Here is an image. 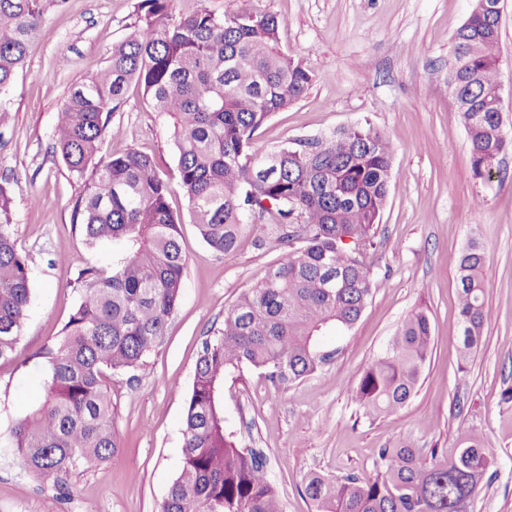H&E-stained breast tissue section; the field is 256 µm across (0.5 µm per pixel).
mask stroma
I'll return each mask as SVG.
<instances>
[{
  "instance_id": "35a3bbf8",
  "label": "stroma",
  "mask_w": 512,
  "mask_h": 512,
  "mask_svg": "<svg viewBox=\"0 0 512 512\" xmlns=\"http://www.w3.org/2000/svg\"><path fill=\"white\" fill-rule=\"evenodd\" d=\"M140 0H65L51 8L22 69L0 91V177L9 182L17 247L33 271L32 306L19 354L0 360V435L41 394L36 355L53 341L78 299L79 270L112 262L111 245H89L73 220L85 190L54 150L57 112L71 88L104 67L138 25ZM475 0H168L169 23L197 9L218 15L271 12L281 44L312 72L304 98L273 114L256 152L292 145L366 121L389 137L395 156L381 216L383 272L343 353L321 372L276 386L242 368L224 382V414L243 444L261 449L284 512H311L301 492L312 472L371 474L377 451L410 440L446 448L467 424L495 449L474 512H512V150L491 180L476 178L470 145L448 88L453 35ZM135 147L176 172L172 123L137 86L111 116L105 147ZM188 247L183 289L163 342L135 378L111 381L118 448L94 471L72 475L69 500L51 481L0 457V512H158L180 468L181 424L201 343L225 310L283 256L275 242L243 238L226 255L205 244L174 195ZM485 248L489 319L482 344L460 372L456 259L470 240ZM426 309L432 352L417 393L396 413L366 418L352 397L363 371L400 322Z\"/></svg>"
}]
</instances>
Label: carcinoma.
<instances>
[{
    "label": "carcinoma",
    "instance_id": "cac0c4a2",
    "mask_svg": "<svg viewBox=\"0 0 512 512\" xmlns=\"http://www.w3.org/2000/svg\"><path fill=\"white\" fill-rule=\"evenodd\" d=\"M65 0H0V90L23 66L49 7ZM168 0H141L140 25L112 47L107 65L76 84L57 113L54 140L69 172L87 178L73 206L89 244L116 242L112 266L87 267L57 339L38 354L43 395L0 437V449L28 471L67 477L112 459L110 378L141 368L160 345L182 293L187 247L169 199L182 194L192 223L219 254L245 233L271 239L283 258L258 286L224 312L202 342L182 422V462L161 512H283L264 455L242 445L224 418V378L243 365L275 385L302 380L342 348L324 338L354 327L380 276L371 257L395 147L369 125L259 154L256 132L304 97L312 73L280 45L273 14L217 16L201 9L165 22ZM499 0H475L453 37L448 88L457 104L478 178L499 170L512 150L496 112L501 75ZM169 117L175 178L134 148L100 155L110 115L131 83ZM8 181L0 180V359L15 354L31 304L32 269L17 248ZM273 222L265 223L266 215ZM484 249L472 242L457 261L459 352L466 361L488 320ZM432 345L427 312H411L352 396L368 417L392 414L416 393ZM495 463L468 426L449 448L425 452L409 441L378 449L370 476L310 473L304 493L313 512H473Z\"/></svg>",
    "mask_w": 512,
    "mask_h": 512
}]
</instances>
